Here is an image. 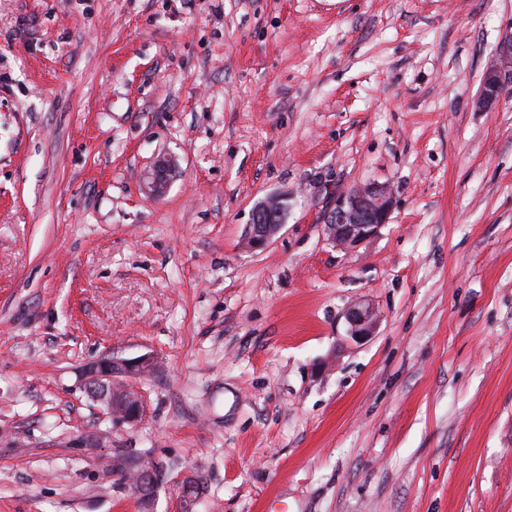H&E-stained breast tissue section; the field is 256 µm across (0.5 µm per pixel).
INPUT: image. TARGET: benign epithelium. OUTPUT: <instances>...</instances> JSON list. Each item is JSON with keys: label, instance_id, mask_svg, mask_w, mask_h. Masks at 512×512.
Masks as SVG:
<instances>
[{"label": "benign epithelium", "instance_id": "benign-epithelium-1", "mask_svg": "<svg viewBox=\"0 0 512 512\" xmlns=\"http://www.w3.org/2000/svg\"><path fill=\"white\" fill-rule=\"evenodd\" d=\"M512 83V35L501 42L495 60L485 71L477 104L493 102ZM282 196H274L258 204L248 225L246 244L261 249L273 240L283 227L280 203ZM392 207V193L384 185H368L336 194L325 217L327 239L339 247H354L373 236L388 220ZM349 336L358 342L374 334L378 318L374 308L357 304L346 312ZM156 365V357L144 354L135 358L112 357V361L98 360L87 368L84 389L102 407L104 414L116 425H137L145 416V405L140 389L133 382L149 374ZM198 479L190 471L180 479L179 512H189L199 502ZM157 489L155 467L145 468L138 478L139 494L149 497Z\"/></svg>", "mask_w": 512, "mask_h": 512}]
</instances>
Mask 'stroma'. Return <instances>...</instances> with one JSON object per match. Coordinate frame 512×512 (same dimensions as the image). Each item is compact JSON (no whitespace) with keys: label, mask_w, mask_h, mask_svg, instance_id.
<instances>
[{"label":"stroma","mask_w":512,"mask_h":512,"mask_svg":"<svg viewBox=\"0 0 512 512\" xmlns=\"http://www.w3.org/2000/svg\"><path fill=\"white\" fill-rule=\"evenodd\" d=\"M510 31L512 0H0V512H141L150 460L154 512L188 470L199 512H512V85L474 105ZM371 183L387 223L335 247ZM148 353L114 425L83 370ZM391 207L392 193L384 185L336 193L323 225L327 239L335 246L354 247L387 222ZM287 200V197L282 196L270 197L253 209L252 221L248 225L245 238L249 248L253 250L265 248L280 232L283 224L279 207L282 201ZM346 320L349 324V336L356 342L372 336L378 323L377 314L369 304L350 307L346 312ZM147 465L153 466H146V468L140 473L138 478V492L142 496L150 497L157 489V473L155 468L160 471L161 474L163 471L165 474L169 465L165 466L163 463L155 461L148 462Z\"/></svg>","instance_id":"stroma-1"}]
</instances>
